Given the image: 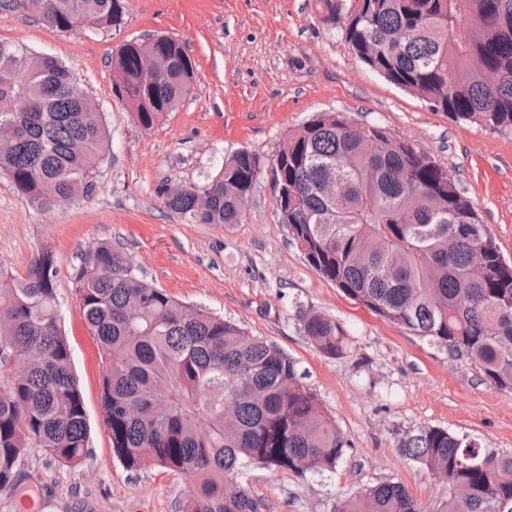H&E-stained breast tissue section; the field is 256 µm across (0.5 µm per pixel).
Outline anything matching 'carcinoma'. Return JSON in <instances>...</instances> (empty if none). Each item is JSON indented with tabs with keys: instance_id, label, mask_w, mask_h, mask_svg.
<instances>
[{
	"instance_id": "carcinoma-1",
	"label": "carcinoma",
	"mask_w": 512,
	"mask_h": 512,
	"mask_svg": "<svg viewBox=\"0 0 512 512\" xmlns=\"http://www.w3.org/2000/svg\"><path fill=\"white\" fill-rule=\"evenodd\" d=\"M100 31L117 28L123 0H0V12L52 32L76 29L73 4ZM373 72L456 122L512 133V0H315ZM167 54L165 77H147L142 55ZM111 66L115 97L150 129L177 111L194 67L178 40L149 36L121 46ZM497 75L490 81L487 74ZM0 173L43 211L50 195L87 198L110 135L95 100L53 57L0 43ZM259 156L242 149L203 188L165 183L171 212L194 224H239L237 196L251 192ZM288 201L281 223L307 262L347 296L483 377L512 391V263L456 180L431 157L387 130L342 113L302 125L272 167ZM99 266L112 268L100 279ZM58 270L45 250L24 276L0 271V491L13 488L34 450L75 465L89 426L70 344L57 304ZM86 327L101 363V413L113 455L128 471L161 466L190 480L179 512H260L233 481L250 465L303 474L298 464L332 471L350 444L296 364L276 344L236 323L186 305L144 279L110 240L82 254L75 275ZM303 335L321 354H346L348 336L333 319L300 315ZM399 452L446 477L447 494L425 509L399 482L342 500L336 512H512V455L441 427L400 439ZM477 457L483 467H468Z\"/></svg>"
}]
</instances>
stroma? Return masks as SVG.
Here are the masks:
<instances>
[{
	"label": "stroma",
	"mask_w": 512,
	"mask_h": 512,
	"mask_svg": "<svg viewBox=\"0 0 512 512\" xmlns=\"http://www.w3.org/2000/svg\"><path fill=\"white\" fill-rule=\"evenodd\" d=\"M150 34L186 44L195 63L176 112L145 130L112 92L113 53ZM0 42L66 64L95 99L111 143L96 189L50 211L32 206L0 175V267L25 274L44 246L58 269L60 318L90 426L79 464L38 452L19 484L0 491V512H177L187 478L152 466L126 471L103 426L101 371L76 301L81 254L100 239L121 244L149 282L185 304L236 322L292 357L350 443L334 471L298 476L261 466L242 481L261 512H336L362 487L394 481L429 506L443 483L399 455L396 441L422 427L467 434L486 451L512 455V393L483 381L467 361L375 315L311 267L281 224L270 168L288 136L320 113L387 129L455 177L505 259L512 261V134L447 113L386 81L323 25L313 0H126L119 28L56 33L0 15ZM262 168L239 224H192L159 196L162 184L203 186L233 152ZM316 312L349 338L344 357L317 352L299 316Z\"/></svg>",
	"instance_id": "35a3bbf8"
}]
</instances>
